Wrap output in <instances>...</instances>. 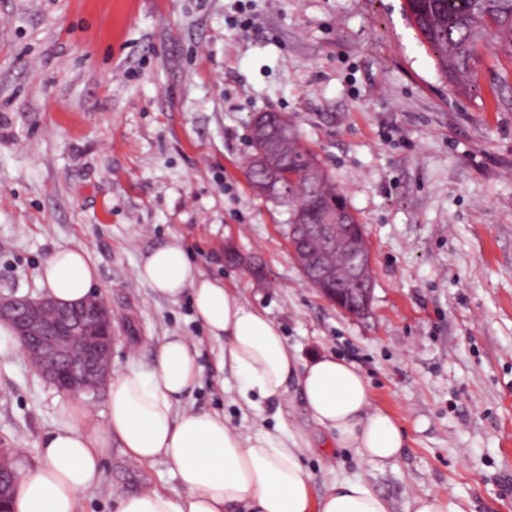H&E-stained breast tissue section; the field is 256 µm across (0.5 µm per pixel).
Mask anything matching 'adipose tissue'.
<instances>
[{"mask_svg": "<svg viewBox=\"0 0 512 512\" xmlns=\"http://www.w3.org/2000/svg\"><path fill=\"white\" fill-rule=\"evenodd\" d=\"M137 274L170 301L190 294L198 319L223 341L224 362L248 406L285 404L296 385L310 419L336 447L353 449L374 467L398 459L405 430L374 407L364 375L332 354L299 364L267 311L205 277L179 239L147 250ZM39 282L56 302L76 304L97 286L98 271L85 248L65 246L42 265ZM199 357L189 337H165L148 368L111 377L106 424L80 404L67 408L39 443L41 466L19 472L12 512H80L82 497L102 483L116 440L139 463L167 459L180 489L116 495L115 512H392L391 501L358 477L314 494L304 434H245L219 413L180 410L199 381Z\"/></svg>", "mask_w": 512, "mask_h": 512, "instance_id": "adipose-tissue-1", "label": "adipose tissue"}]
</instances>
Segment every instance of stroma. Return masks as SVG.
Returning <instances> with one entry per match:
<instances>
[{"label":"stroma","mask_w":512,"mask_h":512,"mask_svg":"<svg viewBox=\"0 0 512 512\" xmlns=\"http://www.w3.org/2000/svg\"><path fill=\"white\" fill-rule=\"evenodd\" d=\"M287 114L371 243L372 309L349 317L291 259L288 210L256 196L249 122ZM178 237L192 263L266 309L300 363L333 354L367 378L404 427L391 465L325 435L299 393L246 406L224 345L137 276ZM262 267L224 260L226 244ZM87 249L114 312L112 371L148 367L164 336L191 337L199 386L185 408L243 432H303L315 492L363 477L406 512L436 491L471 512H512V55L482 52L475 88L452 86L405 0H0V292L44 295L37 272ZM72 396L25 357L0 367V451L16 468ZM178 490L162 459L113 443L81 512L116 493Z\"/></svg>","instance_id":"obj_1"}]
</instances>
